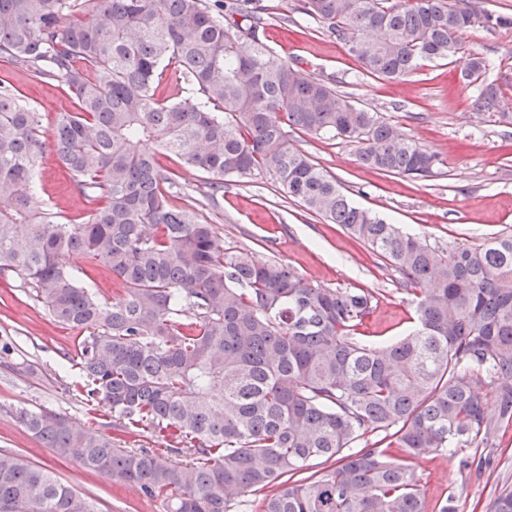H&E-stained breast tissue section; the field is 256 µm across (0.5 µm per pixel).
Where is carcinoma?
I'll return each mask as SVG.
<instances>
[{
    "label": "carcinoma",
    "instance_id": "cac0c4a2",
    "mask_svg": "<svg viewBox=\"0 0 512 512\" xmlns=\"http://www.w3.org/2000/svg\"><path fill=\"white\" fill-rule=\"evenodd\" d=\"M252 0H0V59L74 100L52 146L91 205L80 224L35 202L41 117L0 80V278L17 277L78 333L74 391L126 434L167 448H118L42 407L19 422L63 459L160 498L166 512H426L407 459L460 456L512 425V234L442 251L354 204L291 130L346 140L369 169L425 178L438 155L264 41ZM307 13L364 70L399 80L418 61L464 54L459 34L512 27L470 0H306ZM466 55V54H464ZM175 64L188 96L156 95ZM488 62L466 55L465 79ZM492 83L473 106L500 108ZM215 179L274 175L288 197L339 224L401 276L415 325L362 336L368 288H322L280 261L226 251L195 209L170 206L158 156ZM79 254L112 273L108 304L76 282ZM181 456L175 461L172 455ZM0 512H97L52 471L0 450ZM488 512H512V485Z\"/></svg>",
    "mask_w": 512,
    "mask_h": 512
}]
</instances>
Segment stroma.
I'll return each mask as SVG.
<instances>
[{"label": "stroma", "instance_id": "obj_1", "mask_svg": "<svg viewBox=\"0 0 512 512\" xmlns=\"http://www.w3.org/2000/svg\"><path fill=\"white\" fill-rule=\"evenodd\" d=\"M306 0H254L268 18L267 44L307 75L323 78L351 96L360 107L380 112L441 158L433 176L411 179L359 166L354 145L290 133L291 143L308 152L333 176L349 198L387 222L433 247L471 248L486 239L512 233V120L474 110L475 85L461 77L462 61L423 60L405 80L394 82L367 74L345 46L319 20L305 11ZM466 51L480 54L489 66L485 81L496 85L505 103H512V27L465 31ZM8 79L23 99L42 115L43 133L56 117L75 105L56 85L32 80L0 61V79ZM163 173H176L168 200L172 207H195L213 225L219 244L246 249L256 260L281 261L325 288H369L379 298L367 333L389 338L410 331L414 306L399 284L395 269L340 226L325 222L289 200L268 173L228 177L224 193L210 200V178L189 172L174 155L160 159ZM35 200L58 212L64 221L82 222L90 209L72 174L45 146L35 175ZM65 262L81 286L114 301L112 276L80 255ZM19 279H0V449L21 454L48 468L62 482L94 499L99 512H164L160 500L137 489L85 471L77 462L59 458L33 439L17 419L19 409L47 406L74 421L112 437L117 445L156 448L160 438L145 432H114L103 417L90 413L74 392L76 379L66 360L73 350L70 330L56 324ZM493 467L461 479L458 459L428 452L412 460L427 512H439L453 500L456 512H486L497 480L512 479V427L492 438Z\"/></svg>", "mask_w": 512, "mask_h": 512}]
</instances>
